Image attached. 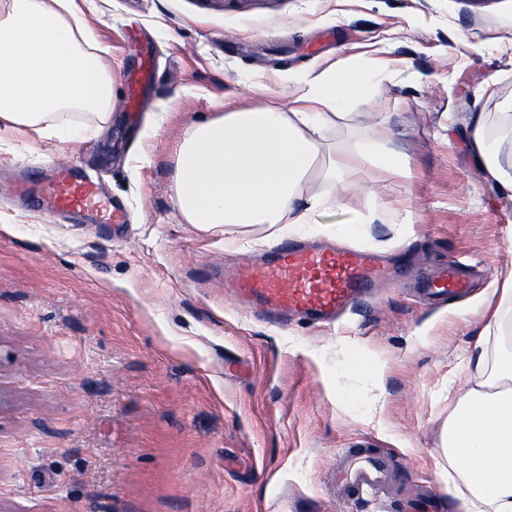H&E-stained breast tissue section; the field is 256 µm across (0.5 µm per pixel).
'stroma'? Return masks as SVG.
Instances as JSON below:
<instances>
[{
	"instance_id": "obj_1",
	"label": "stroma",
	"mask_w": 512,
	"mask_h": 512,
	"mask_svg": "<svg viewBox=\"0 0 512 512\" xmlns=\"http://www.w3.org/2000/svg\"><path fill=\"white\" fill-rule=\"evenodd\" d=\"M87 16L112 61L108 123L0 136V512H404L430 487L455 512L440 432L468 386L477 302L512 263V205L461 131L512 98V0H92ZM360 55L387 68L357 132L406 169L365 171L316 221L346 225L368 210L361 184L383 187L390 222L341 241L398 280L332 325L238 310L219 267L272 245L182 223L176 145L221 101L281 102ZM53 161L99 178L123 235L7 200L12 170ZM454 260L468 294L423 301L418 281ZM358 448L396 477L344 499L333 475Z\"/></svg>"
}]
</instances>
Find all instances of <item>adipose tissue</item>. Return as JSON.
<instances>
[{
	"label": "adipose tissue",
	"instance_id": "obj_1",
	"mask_svg": "<svg viewBox=\"0 0 512 512\" xmlns=\"http://www.w3.org/2000/svg\"><path fill=\"white\" fill-rule=\"evenodd\" d=\"M84 2L0 0V129L44 141L85 132L67 112L110 118L112 66L90 38ZM379 77L374 59H352L303 80L289 92L287 109L228 102L189 127L175 155L182 222L228 234L258 227L280 239L327 207L326 186L350 185L367 169L402 170L401 154L380 142L336 143L327 135L348 120L351 104L374 98ZM462 136L480 182L512 203V100L497 129L477 110ZM480 305L481 336L512 339V266ZM504 351L493 373L487 351L473 358L475 381L454 400L441 434L448 460L465 462L453 484L457 512H512V342Z\"/></svg>",
	"mask_w": 512,
	"mask_h": 512
}]
</instances>
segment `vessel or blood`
I'll use <instances>...</instances> for the list:
<instances>
[{
	"instance_id": "b4317fda",
	"label": "vessel or blood",
	"mask_w": 512,
	"mask_h": 512,
	"mask_svg": "<svg viewBox=\"0 0 512 512\" xmlns=\"http://www.w3.org/2000/svg\"><path fill=\"white\" fill-rule=\"evenodd\" d=\"M16 189L32 206L78 217L88 224H120L124 213L104 197L97 183L74 165L54 167L50 180L24 174ZM225 290L236 301L270 316L285 314L317 324L331 321L358 298L373 296L389 276L365 251L330 246H293L271 251L262 265L243 264L222 276ZM458 264L425 279L422 298L438 300L462 291ZM349 481L355 489L384 482L388 469L380 457L352 451Z\"/></svg>"
}]
</instances>
